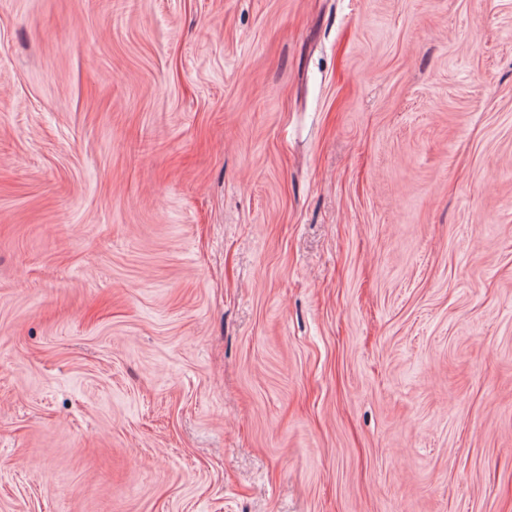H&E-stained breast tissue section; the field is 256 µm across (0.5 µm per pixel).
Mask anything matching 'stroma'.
I'll use <instances>...</instances> for the list:
<instances>
[{
    "label": "stroma",
    "instance_id": "stroma-1",
    "mask_svg": "<svg viewBox=\"0 0 512 512\" xmlns=\"http://www.w3.org/2000/svg\"><path fill=\"white\" fill-rule=\"evenodd\" d=\"M0 512H512V0H0Z\"/></svg>",
    "mask_w": 512,
    "mask_h": 512
}]
</instances>
